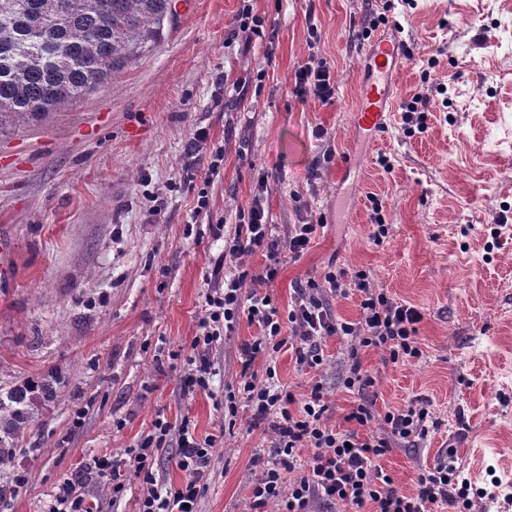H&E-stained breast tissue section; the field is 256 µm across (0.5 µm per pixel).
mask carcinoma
Segmentation results:
<instances>
[{"mask_svg": "<svg viewBox=\"0 0 512 512\" xmlns=\"http://www.w3.org/2000/svg\"><path fill=\"white\" fill-rule=\"evenodd\" d=\"M173 18L174 0H0V131L94 93Z\"/></svg>", "mask_w": 512, "mask_h": 512, "instance_id": "carcinoma-1", "label": "carcinoma"}]
</instances>
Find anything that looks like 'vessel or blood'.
Returning a JSON list of instances; mask_svg holds the SVG:
<instances>
[{"mask_svg": "<svg viewBox=\"0 0 512 512\" xmlns=\"http://www.w3.org/2000/svg\"><path fill=\"white\" fill-rule=\"evenodd\" d=\"M403 54L404 43L399 37H379L370 43L366 60L369 77L360 86L352 114L355 127L375 134L385 126L396 65Z\"/></svg>", "mask_w": 512, "mask_h": 512, "instance_id": "1", "label": "vessel or blood"}]
</instances>
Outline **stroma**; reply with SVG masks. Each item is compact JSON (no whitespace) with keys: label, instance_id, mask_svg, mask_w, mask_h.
<instances>
[{"label":"stroma","instance_id":"1","mask_svg":"<svg viewBox=\"0 0 512 512\" xmlns=\"http://www.w3.org/2000/svg\"><path fill=\"white\" fill-rule=\"evenodd\" d=\"M176 2L158 45L120 76L0 132V226L15 252L14 277L0 288V397L30 379L52 388L0 407V484L15 466L27 474L6 492L11 512H45L53 487L89 456L126 457L160 417L190 418L216 439L199 512H247L251 460L270 453L272 434L250 427L243 410L228 423L224 405L256 326L240 321L212 348L214 385L196 394L155 346H190L204 292L224 281L215 267L224 243L208 224L234 235L262 176L278 235L306 207L325 222L266 286L280 311L297 281L335 265L366 271L422 314L421 360L361 353L377 410L423 402L440 422L420 447L383 457L395 487L414 492L419 468L451 446L473 512H512V0ZM245 12L264 18L267 40L239 31ZM395 20L407 52L394 98L428 86V129L406 137L396 109L372 139L355 131L352 113L369 39ZM312 56L334 65L331 103L292 93ZM196 123L208 127L209 147L224 149L206 216L194 213L195 192L173 188ZM318 126L326 140L313 137ZM376 203L389 226L380 244L371 239ZM349 346L325 338L324 363L310 372L285 349L254 371L262 380L274 368L298 395L321 383L328 421L341 427L357 399L344 386ZM78 406L87 415L75 431Z\"/></svg>","mask_w":512,"mask_h":512}]
</instances>
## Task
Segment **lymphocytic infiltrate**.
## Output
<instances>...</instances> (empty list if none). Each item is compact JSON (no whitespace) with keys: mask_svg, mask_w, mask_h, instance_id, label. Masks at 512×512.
<instances>
[{"mask_svg":"<svg viewBox=\"0 0 512 512\" xmlns=\"http://www.w3.org/2000/svg\"><path fill=\"white\" fill-rule=\"evenodd\" d=\"M293 94L302 102L312 97L329 103L335 95L330 62L311 59L301 65L294 73ZM208 139L207 127L192 126L184 147L185 182H194L202 173L213 175L223 161L220 152L204 156ZM266 191V179H258L234 236H225L223 225L213 228L214 236L224 241L219 262L258 252L264 264L254 274L245 270L227 274L222 285L207 289L192 340L193 354L182 378L186 392L209 389L214 376L210 349L240 321L257 326V335L240 347V380L236 392L228 396L229 414L246 407L251 426L267 425L275 437V455H258L252 461L255 475L249 512H313L312 505L318 500L343 504L351 512H428L436 503L452 506L456 512H470L471 484L455 464V449H446L432 468L418 473L411 494L400 492L380 465L392 445L418 444L439 422L422 405L377 412L375 400L367 394L376 380L362 371L360 353L380 349L395 364L421 359L423 351L416 339L421 313L373 287L365 271L352 273L339 267L325 272L322 280L299 282L287 314H280L271 296L259 287L275 281L284 259L297 260L307 252L323 221L304 218L289 225L286 239H279L263 205ZM351 286L360 295L362 319L356 323L337 320L326 302L330 295L346 296ZM331 336L350 339L344 386L357 393L358 402L345 416L349 424L345 430L327 424L329 406L321 385H312L299 398L276 381L275 370H268L266 380L260 382L253 369L257 358L271 356L285 346L293 351L298 369L317 368L324 361L321 343ZM173 436L178 439L177 466L185 474L178 484L161 481L156 473L157 453ZM213 445L212 437L196 435L191 420H182L175 427L159 418L135 448L129 449L128 460L107 454L93 456L82 470L108 480L116 500L126 492L128 477L139 480L136 512H198ZM305 448L310 451L306 457L301 454Z\"/></svg>","mask_w":512,"mask_h":512,"instance_id":"lymphocytic-infiltrate-1","label":"lymphocytic infiltrate"}]
</instances>
